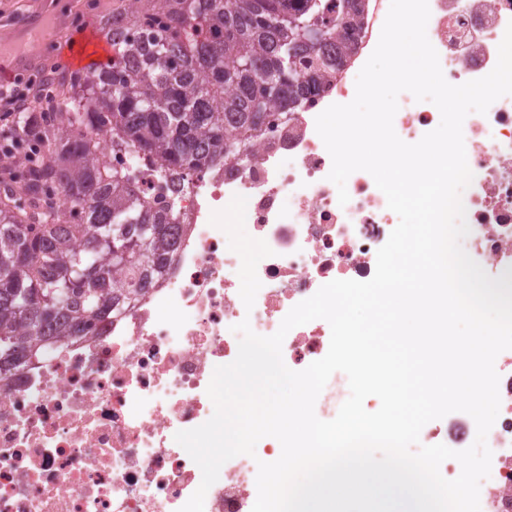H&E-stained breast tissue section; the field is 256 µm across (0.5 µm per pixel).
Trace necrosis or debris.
<instances>
[{
    "label": "necrosis or debris",
    "instance_id": "obj_1",
    "mask_svg": "<svg viewBox=\"0 0 512 512\" xmlns=\"http://www.w3.org/2000/svg\"><path fill=\"white\" fill-rule=\"evenodd\" d=\"M427 37L445 79L461 85L488 75L512 23V0H428ZM390 0H364L358 44L328 76L324 92L304 111L269 112L255 157L191 174L176 194L182 214L165 271L149 274L144 290L119 317H105L64 349L44 347L38 360L0 368V512H179L202 472L174 440L208 421L207 394L215 367L233 362L249 320L261 336L330 281L370 280L376 255L399 222L365 171L347 179V204L328 178L332 159L316 118L353 100L357 76L376 48ZM439 124L430 101L403 93L393 120L406 143ZM473 174L462 198L467 253L492 277L512 271V95L464 120ZM246 199L245 224L265 240L270 257L257 267L261 287L253 308L239 291V255L211 225L213 212L234 196ZM322 319L291 329L285 365L305 369L329 349ZM499 415L487 435L491 471L480 484L481 512H512V349L495 361ZM476 439L471 416L453 412L427 423L424 445L460 451ZM272 437L254 455L227 461L209 488L206 512H252L257 464L279 458Z\"/></svg>",
    "mask_w": 512,
    "mask_h": 512
}]
</instances>
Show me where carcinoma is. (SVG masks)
<instances>
[{
    "mask_svg": "<svg viewBox=\"0 0 512 512\" xmlns=\"http://www.w3.org/2000/svg\"><path fill=\"white\" fill-rule=\"evenodd\" d=\"M350 4L362 12L363 0H128L99 15L112 63L61 76L63 108L41 116L38 134L32 104L0 131L1 364H27L122 314L144 272L164 268L178 212L145 201L112 155H142L175 193L188 171L250 162L265 112L302 111L355 48ZM327 11L347 15L343 36L305 42L292 20ZM35 149L47 161L14 173L9 161ZM55 190L71 202L64 219Z\"/></svg>",
    "mask_w": 512,
    "mask_h": 512,
    "instance_id": "carcinoma-1",
    "label": "carcinoma"
}]
</instances>
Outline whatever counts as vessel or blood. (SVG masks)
Wrapping results in <instances>:
<instances>
[{"label": "vessel or blood", "mask_w": 512, "mask_h": 512, "mask_svg": "<svg viewBox=\"0 0 512 512\" xmlns=\"http://www.w3.org/2000/svg\"><path fill=\"white\" fill-rule=\"evenodd\" d=\"M47 38V29L35 15L0 37V83L35 67L38 63L37 51ZM108 56L109 49L93 25L73 33L61 52L64 63L85 70L105 62Z\"/></svg>", "instance_id": "b4317fda"}]
</instances>
